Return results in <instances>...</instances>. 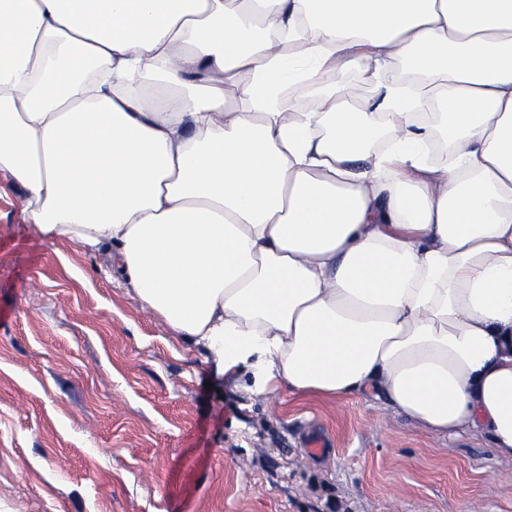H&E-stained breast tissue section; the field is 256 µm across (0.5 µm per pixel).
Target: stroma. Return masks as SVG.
<instances>
[{
	"label": "stroma",
	"mask_w": 512,
	"mask_h": 512,
	"mask_svg": "<svg viewBox=\"0 0 512 512\" xmlns=\"http://www.w3.org/2000/svg\"><path fill=\"white\" fill-rule=\"evenodd\" d=\"M102 263L37 236L0 171V512H512L486 443L247 395Z\"/></svg>",
	"instance_id": "obj_1"
}]
</instances>
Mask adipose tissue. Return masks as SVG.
Returning a JSON list of instances; mask_svg holds the SVG:
<instances>
[{"label": "adipose tissue", "instance_id": "adipose-tissue-1", "mask_svg": "<svg viewBox=\"0 0 512 512\" xmlns=\"http://www.w3.org/2000/svg\"><path fill=\"white\" fill-rule=\"evenodd\" d=\"M393 63L437 123L398 111ZM338 67L373 95L322 82L329 111L281 122L283 86ZM0 171L224 380L512 458V0H0Z\"/></svg>", "mask_w": 512, "mask_h": 512}]
</instances>
